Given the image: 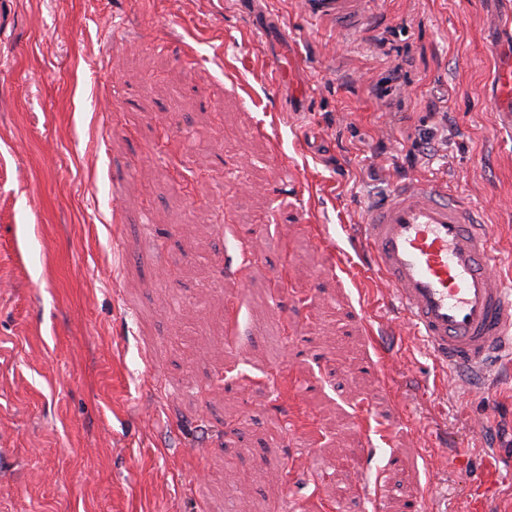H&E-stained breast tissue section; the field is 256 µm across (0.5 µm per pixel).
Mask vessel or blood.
<instances>
[{
  "mask_svg": "<svg viewBox=\"0 0 512 512\" xmlns=\"http://www.w3.org/2000/svg\"><path fill=\"white\" fill-rule=\"evenodd\" d=\"M301 7L346 32L359 29L366 12L365 0H302ZM493 101L512 127V59L497 68ZM358 239L410 336L467 392L489 387L496 363L512 357V282L470 199L430 182L395 187L371 206Z\"/></svg>",
  "mask_w": 512,
  "mask_h": 512,
  "instance_id": "b4317fda",
  "label": "vessel or blood"
}]
</instances>
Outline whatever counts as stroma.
<instances>
[{
    "label": "stroma",
    "instance_id": "35a3bbf8",
    "mask_svg": "<svg viewBox=\"0 0 512 512\" xmlns=\"http://www.w3.org/2000/svg\"><path fill=\"white\" fill-rule=\"evenodd\" d=\"M367 11L0 0L6 512H512V375L449 381L351 243L419 179L512 253V0ZM301 7L306 17L336 20L346 32L359 29L366 12L364 0H303ZM494 104L502 124L512 127V56L500 62L495 76Z\"/></svg>",
    "mask_w": 512,
    "mask_h": 512
}]
</instances>
